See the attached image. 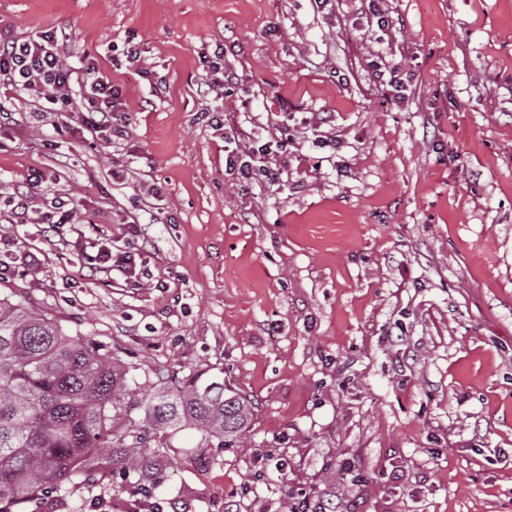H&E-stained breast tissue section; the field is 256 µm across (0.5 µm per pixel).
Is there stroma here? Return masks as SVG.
<instances>
[{"label": "stroma", "instance_id": "1", "mask_svg": "<svg viewBox=\"0 0 512 512\" xmlns=\"http://www.w3.org/2000/svg\"><path fill=\"white\" fill-rule=\"evenodd\" d=\"M380 7L390 27L367 0H0V35L57 31L69 95L95 62L125 115L94 137L83 109L0 88V190L43 173L117 249L149 222L135 280L0 226L40 259L0 293L253 405L244 447L179 437L159 512H512V0ZM218 104L239 146L290 137L281 187L225 174ZM217 53L214 54L213 61H209V73L207 77H210V84L212 87H222L224 82H231L234 78L231 71H224V47L223 45L216 46Z\"/></svg>", "mask_w": 512, "mask_h": 512}]
</instances>
